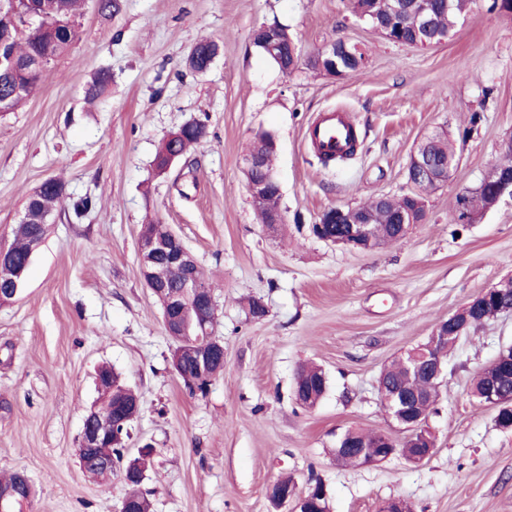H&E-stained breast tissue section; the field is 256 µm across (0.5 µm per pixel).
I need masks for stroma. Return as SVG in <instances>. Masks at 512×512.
I'll return each mask as SVG.
<instances>
[{
  "label": "stroma",
  "instance_id": "35a3bbf8",
  "mask_svg": "<svg viewBox=\"0 0 512 512\" xmlns=\"http://www.w3.org/2000/svg\"><path fill=\"white\" fill-rule=\"evenodd\" d=\"M491 2L478 0L450 41L423 49L387 41L347 0H120L111 16L83 0L74 42L34 94L0 113V246L46 179L94 200L81 220L55 213L20 293L0 304V474L25 471L33 486L15 512H119L124 484L102 486L77 460L104 365L143 403L128 448H152L143 488L153 512H291L267 496L286 476L301 492L321 479L331 512H378L390 498L413 512H512V431L470 394L512 346L510 313L450 354L428 459L354 467L331 453L349 428L398 434L381 404V370L512 278V198L479 223H453L459 193L502 162L512 135V14ZM273 21L305 59L342 37L365 62L343 79L305 65L283 74L251 41ZM204 38L219 54L195 73L187 58ZM103 70L112 81L88 101ZM335 108L351 112L360 146L325 167L305 134ZM192 120L206 137L157 173L158 147ZM442 131L460 161L427 192L425 220L403 242L359 251L313 235L326 209L405 189L416 146ZM261 132L276 142L284 222L272 229L242 169ZM151 221L182 238L216 301L224 370L204 395L174 372L141 273L138 235ZM251 298L265 305L262 319H250ZM309 362L323 367L327 390L305 410L293 390Z\"/></svg>",
  "mask_w": 512,
  "mask_h": 512
}]
</instances>
